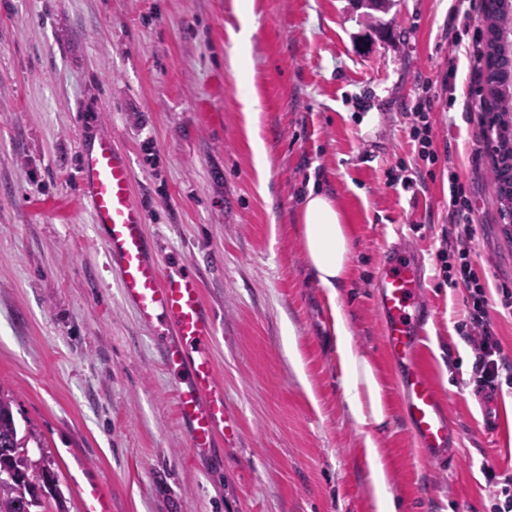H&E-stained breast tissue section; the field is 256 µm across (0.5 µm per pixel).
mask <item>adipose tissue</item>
<instances>
[{
  "label": "adipose tissue",
  "mask_w": 512,
  "mask_h": 512,
  "mask_svg": "<svg viewBox=\"0 0 512 512\" xmlns=\"http://www.w3.org/2000/svg\"><path fill=\"white\" fill-rule=\"evenodd\" d=\"M252 29L242 27L233 38L230 66L245 105L246 130L259 170L268 167L267 152L258 133L259 99L250 81L249 54ZM305 260L316 283L337 299L345 288L352 263L350 228L342 212L327 195L308 190L298 208ZM336 352L340 359L343 402L349 418L365 435L364 453L373 488L375 512H398L399 502L388 490L389 463L375 435L390 421L385 381L368 358L354 344L348 319L335 310Z\"/></svg>",
  "instance_id": "adipose-tissue-1"
}]
</instances>
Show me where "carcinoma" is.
I'll list each match as a JSON object with an SVG mask.
<instances>
[{
    "instance_id": "cac0c4a2",
    "label": "carcinoma",
    "mask_w": 512,
    "mask_h": 512,
    "mask_svg": "<svg viewBox=\"0 0 512 512\" xmlns=\"http://www.w3.org/2000/svg\"><path fill=\"white\" fill-rule=\"evenodd\" d=\"M486 67L482 92L487 111L494 113L495 158L492 173L499 185L502 210H512V0H486ZM0 440L12 441L20 451L0 449V512H67L58 492H40L37 478L57 477L54 463L35 455L29 443L42 448V436L32 425L19 431L13 399L0 384Z\"/></svg>"
}]
</instances>
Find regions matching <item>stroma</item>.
<instances>
[{
    "mask_svg": "<svg viewBox=\"0 0 512 512\" xmlns=\"http://www.w3.org/2000/svg\"><path fill=\"white\" fill-rule=\"evenodd\" d=\"M451 4L396 0L368 21L355 0H253L263 185L229 65L236 0H0V385L18 427L41 432L68 512H80L75 484L88 478L112 512H375L364 436L343 407L336 306L388 385L392 421L378 442L400 512H490L482 465L512 471V389L499 390L500 428L486 435L474 354L457 331L466 292L437 260L449 171L472 201L473 259L490 290L512 286V235L481 104L486 21L479 0L453 21ZM426 82L433 165L411 137ZM92 133L127 154L161 261L200 273L215 315L212 355L242 435L194 463L175 376L122 302L75 197L79 143ZM311 188L353 230L349 284L333 302L297 233ZM396 241L422 267L421 366L446 404L451 470L412 437L381 344L376 277Z\"/></svg>",
    "mask_w": 512,
    "mask_h": 512,
    "instance_id": "1",
    "label": "stroma"
}]
</instances>
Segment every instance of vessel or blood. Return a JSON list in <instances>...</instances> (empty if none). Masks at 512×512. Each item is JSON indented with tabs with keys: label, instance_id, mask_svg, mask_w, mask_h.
Wrapping results in <instances>:
<instances>
[{
	"label": "vessel or blood",
	"instance_id": "vessel-or-blood-1",
	"mask_svg": "<svg viewBox=\"0 0 512 512\" xmlns=\"http://www.w3.org/2000/svg\"><path fill=\"white\" fill-rule=\"evenodd\" d=\"M132 178L130 162L111 136L83 144L77 199L90 210L107 263L118 275L123 303L159 338V359L176 376L175 412L189 451L198 455L238 438L211 355L216 321L200 278L171 271L161 262L160 245L148 234L146 213L133 198ZM377 284L384 316L382 345L400 371L398 392L410 431L431 458L453 461L448 414L418 360L427 325L421 266L411 253L391 249ZM77 491L81 512H112V500L97 481L82 482Z\"/></svg>",
	"mask_w": 512,
	"mask_h": 512
}]
</instances>
